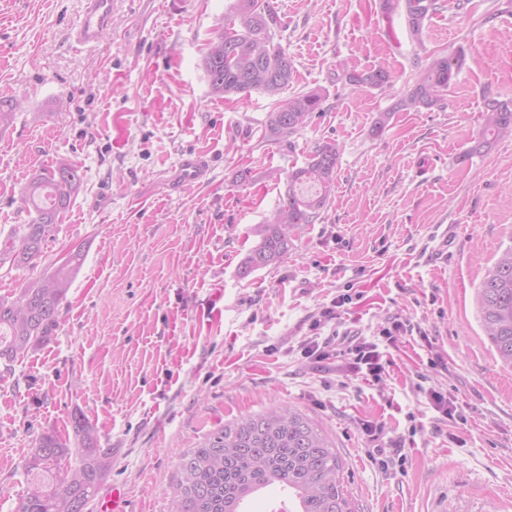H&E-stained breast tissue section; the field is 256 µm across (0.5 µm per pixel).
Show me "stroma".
I'll list each match as a JSON object with an SVG mask.
<instances>
[{
    "label": "stroma",
    "mask_w": 512,
    "mask_h": 512,
    "mask_svg": "<svg viewBox=\"0 0 512 512\" xmlns=\"http://www.w3.org/2000/svg\"><path fill=\"white\" fill-rule=\"evenodd\" d=\"M231 2L129 0L86 48L66 39L81 0H0V98L20 104L0 129V233L28 223L32 173L70 162L82 176L38 266L0 269V296L84 254L53 336L0 364V512H15L39 437L71 433L74 412L115 451L102 491L170 512L180 456L277 403L335 440L357 512H512V367L477 296L512 245V139L469 152L485 99H512V0H440L419 38L382 0H274L289 92L323 96L289 147L264 137L271 98L209 87L204 47ZM459 52L437 107L374 131L433 57ZM378 66L391 86L347 85ZM329 139L342 151L328 207L287 260L242 274L289 170ZM187 152L211 168L181 187ZM349 333L377 345L380 379L349 371ZM310 338L330 359L304 354ZM435 391L455 396L454 419Z\"/></svg>",
    "instance_id": "stroma-1"
}]
</instances>
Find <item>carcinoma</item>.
Returning <instances> with one entry per match:
<instances>
[{
  "label": "carcinoma",
  "mask_w": 512,
  "mask_h": 512,
  "mask_svg": "<svg viewBox=\"0 0 512 512\" xmlns=\"http://www.w3.org/2000/svg\"><path fill=\"white\" fill-rule=\"evenodd\" d=\"M404 6L410 31L421 37L438 0H404ZM280 26L273 0H234L224 26L207 43L203 70L215 94L245 98L257 91L275 99L265 137L290 146L291 138L320 110L322 97L314 91L282 97L294 78V63L274 42ZM464 61L461 54L433 60L391 111L379 115L374 130H382L393 112L437 106ZM345 78L353 86L381 90L392 83L383 66L352 71ZM483 116L482 133L469 156L488 152L512 136L511 100L485 101ZM339 157L336 141L322 142L308 153L305 165L288 172L277 208L255 229L259 242L244 258L243 273L288 258L291 236L301 225L314 223L327 207ZM80 182L79 167L67 162L29 178L20 201L31 219L0 239V268H33L41 262ZM81 264L77 251L41 277L24 282L15 295L0 297V361L9 364L51 336ZM480 302L486 335L502 362L512 367V246L487 271ZM72 429L79 464L61 466L70 455V440L42 435L24 462L30 482L16 512H88L112 469L113 449L101 447L94 427L80 412L72 417ZM271 485L288 488V512H355L336 446L318 421L287 404L227 422L184 453L170 512H245L247 499Z\"/></svg>",
  "instance_id": "cac0c4a2"
}]
</instances>
